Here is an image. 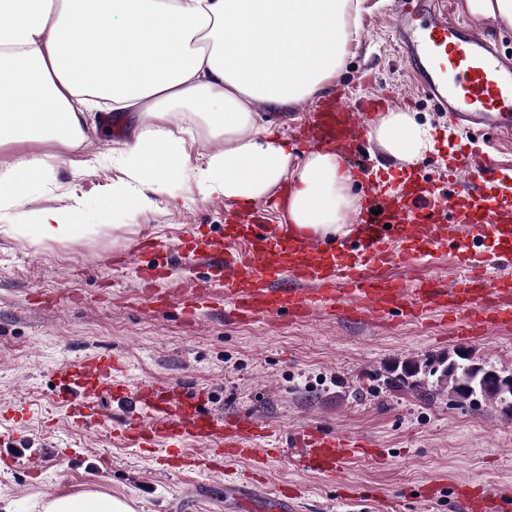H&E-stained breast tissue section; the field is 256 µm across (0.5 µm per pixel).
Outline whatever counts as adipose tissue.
Wrapping results in <instances>:
<instances>
[{"mask_svg":"<svg viewBox=\"0 0 512 512\" xmlns=\"http://www.w3.org/2000/svg\"><path fill=\"white\" fill-rule=\"evenodd\" d=\"M361 0H0V206L25 208L53 170L29 151L86 139L89 114L109 103L128 130L110 191L94 209L26 210L48 241L77 237L93 215H137L170 183L204 199L249 203L291 179L288 218L314 235H347L359 206L331 151L294 160L266 112L325 93L358 41ZM217 146L193 156L190 118ZM373 138L412 163L433 148L429 125L389 112ZM43 512H135L131 502L86 490Z\"/></svg>","mask_w":512,"mask_h":512,"instance_id":"ef3b65f1","label":"adipose tissue"}]
</instances>
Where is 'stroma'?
Wrapping results in <instances>:
<instances>
[{
  "instance_id": "stroma-1",
  "label": "stroma",
  "mask_w": 512,
  "mask_h": 512,
  "mask_svg": "<svg viewBox=\"0 0 512 512\" xmlns=\"http://www.w3.org/2000/svg\"><path fill=\"white\" fill-rule=\"evenodd\" d=\"M399 6V0H362L359 46L335 86L350 103L393 95L397 110L429 124L434 146L414 163L391 159L371 139L363 150L382 175L415 173L436 184L444 159L466 138L422 96L395 46ZM86 134L85 153L104 162L79 177L69 167L73 153L41 145V152L62 160L38 207L76 199L88 205L109 189L119 138L110 115L100 113ZM169 189L185 196L180 209L108 215L103 225L66 242L43 240L22 229L19 211L0 210V512H40L55 497L88 489L133 500L136 512H242L225 496L224 474L158 472L152 451L113 440L111 423L81 431L66 420L53 402L55 371L89 352L118 358L120 383L183 382L205 390L216 411L370 437L383 448L384 461L354 459L344 469L346 482L368 494L363 512H383L389 498L400 499L402 512H458L453 497L424 502L411 490L428 481L512 483V421L500 407L445 393L429 398L389 383L394 363L457 349L512 374V334L464 340L448 320L388 329L321 316L293 325L283 318L235 324L220 306L192 325L176 309L157 313L138 299L136 266L147 260L137 251L140 241L153 240L182 260L184 236L221 238L227 210L223 199L202 200L186 184ZM116 254L128 256L125 267H112ZM268 477L302 484L303 512H351L335 485L296 471L287 457L275 459Z\"/></svg>"
}]
</instances>
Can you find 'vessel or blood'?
Listing matches in <instances>:
<instances>
[{"instance_id": "vessel-or-blood-1", "label": "vessel or blood", "mask_w": 512, "mask_h": 512, "mask_svg": "<svg viewBox=\"0 0 512 512\" xmlns=\"http://www.w3.org/2000/svg\"><path fill=\"white\" fill-rule=\"evenodd\" d=\"M394 28L418 85L437 110L450 113L466 133L512 135V65L488 33L449 20L448 0H405ZM391 103L388 95L351 106L329 96L319 101L302 133L310 149L334 150L358 169L364 203L348 236L329 244L293 224L264 223L257 207L240 223L225 225L222 247L199 254L206 278H166L168 259L160 254L138 265L140 298L160 309L178 306L183 322L192 324L200 306L218 298L239 323L282 316L298 323L329 315L389 328L434 316L453 318L455 335L465 339L512 331V209L487 193L500 183V170L486 157L461 150L446 174L452 196L423 188L384 196L381 180L360 169L358 148L369 137L370 119ZM488 228L508 242V250H475ZM443 240L459 252L460 274L453 281L390 276L391 265H418L417 243ZM118 368L115 359L99 353L59 367L57 402L71 422L92 430L106 418L101 399L129 400L132 411L111 419L114 436L127 446L154 450L172 472H220L249 462L251 477L229 486L240 503L270 499L299 512V486L284 482L271 489L264 480L274 449L290 447L296 469L329 484L339 480L347 460L378 455L361 435L317 424L288 433L245 414L215 413L207 409L204 392L188 395L177 382L116 388L112 374ZM453 493L461 512H512L507 488L461 483Z\"/></svg>"}]
</instances>
